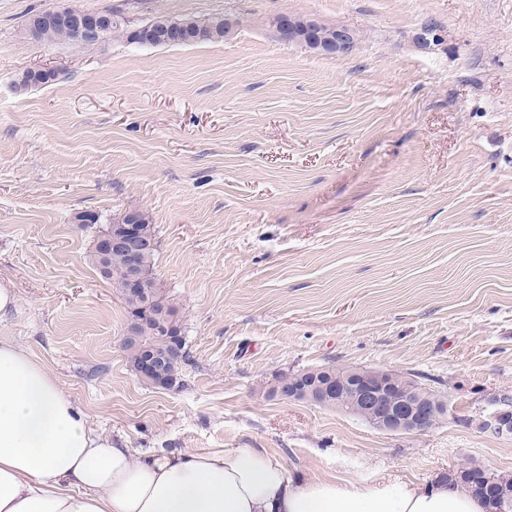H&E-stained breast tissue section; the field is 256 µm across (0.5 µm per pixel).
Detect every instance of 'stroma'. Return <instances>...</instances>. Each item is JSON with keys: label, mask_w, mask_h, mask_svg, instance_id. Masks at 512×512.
Instances as JSON below:
<instances>
[{"label": "stroma", "mask_w": 512, "mask_h": 512, "mask_svg": "<svg viewBox=\"0 0 512 512\" xmlns=\"http://www.w3.org/2000/svg\"><path fill=\"white\" fill-rule=\"evenodd\" d=\"M232 23L212 43L46 42V9ZM359 34L350 54L277 16ZM440 38L422 45L427 21ZM55 73L28 91L27 69ZM143 213L179 308L182 385L143 382L78 213ZM0 337L135 452L264 448L316 479L512 473V0H0ZM419 376L446 416L386 433L269 398L284 372ZM494 406L485 418L480 422V427L492 434L496 435H511L512 434V412L511 409H505L501 405Z\"/></svg>", "instance_id": "stroma-1"}]
</instances>
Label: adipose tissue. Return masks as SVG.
<instances>
[{
	"instance_id": "ef3b65f1",
	"label": "adipose tissue",
	"mask_w": 512,
	"mask_h": 512,
	"mask_svg": "<svg viewBox=\"0 0 512 512\" xmlns=\"http://www.w3.org/2000/svg\"><path fill=\"white\" fill-rule=\"evenodd\" d=\"M0 512H485L460 485L312 479L263 448L134 456L0 337Z\"/></svg>"
}]
</instances>
